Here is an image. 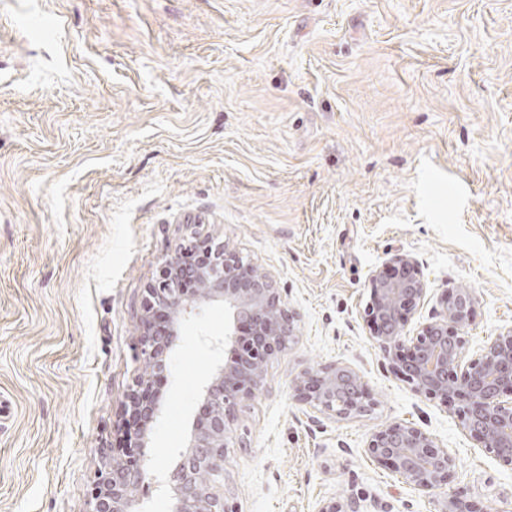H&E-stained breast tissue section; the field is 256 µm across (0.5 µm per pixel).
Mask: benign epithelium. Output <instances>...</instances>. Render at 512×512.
I'll return each mask as SVG.
<instances>
[{
    "label": "benign epithelium",
    "mask_w": 512,
    "mask_h": 512,
    "mask_svg": "<svg viewBox=\"0 0 512 512\" xmlns=\"http://www.w3.org/2000/svg\"><path fill=\"white\" fill-rule=\"evenodd\" d=\"M188 279L197 284L192 292L184 288ZM427 291L417 262L394 255L387 271L371 276L366 317L372 339L415 391L454 408L466 433L512 466V326L488 337L476 357L466 358L465 329L474 294L459 288L441 298L442 313L422 324L416 335H402L403 319ZM213 304L224 305V335L204 331L200 340L220 354L229 350L232 358H218L203 385L187 445L176 451V466L154 474L146 460L105 464L89 495L88 512H141L136 492L147 482L165 492L172 512H234L224 500V449L235 406L258 386L264 364L296 336V313L283 301L274 276L257 271L221 244L200 246L198 260L190 265L178 259L165 262L142 302L140 354L150 362V373L131 389L125 425L141 424L133 447H145L161 408L157 402L141 405L139 392L156 376L168 375L177 327ZM246 326L251 328L248 338L242 333ZM294 396L338 417L363 414L373 406L366 382L344 366L305 372L295 381ZM366 451L414 489L442 494L437 512H474L468 502L448 494L455 459L422 429L385 425L371 434Z\"/></svg>",
    "instance_id": "7a95c632"
}]
</instances>
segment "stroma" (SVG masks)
Listing matches in <instances>:
<instances>
[{
  "instance_id": "obj_1",
  "label": "stroma",
  "mask_w": 512,
  "mask_h": 512,
  "mask_svg": "<svg viewBox=\"0 0 512 512\" xmlns=\"http://www.w3.org/2000/svg\"><path fill=\"white\" fill-rule=\"evenodd\" d=\"M211 238L275 275L290 347L238 401L235 512H436L366 452L391 423L456 460L448 491L512 512V468L398 376L365 317L370 279L414 258L428 293L476 300L466 357L512 326V0H0V512H87L145 369L142 299ZM182 326L145 453L171 464L214 365ZM341 365L371 412L300 403Z\"/></svg>"
}]
</instances>
